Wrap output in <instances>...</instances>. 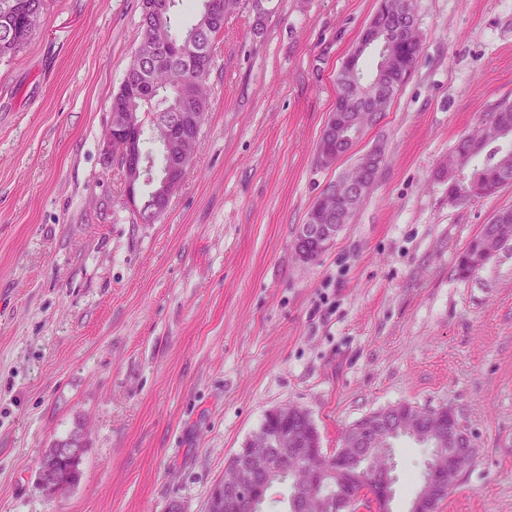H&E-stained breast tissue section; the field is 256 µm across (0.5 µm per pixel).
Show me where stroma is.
Wrapping results in <instances>:
<instances>
[{
	"instance_id": "stroma-1",
	"label": "stroma",
	"mask_w": 512,
	"mask_h": 512,
	"mask_svg": "<svg viewBox=\"0 0 512 512\" xmlns=\"http://www.w3.org/2000/svg\"><path fill=\"white\" fill-rule=\"evenodd\" d=\"M421 52L352 155L317 141L336 71L377 0H264L228 19L196 157L140 223L101 151L140 43V0H47L0 59V512H204L273 408L306 409L325 453L398 403L451 408L478 449L437 512H512V244L457 261L512 186L448 198L460 137L512 101V0H412ZM384 162L333 246L296 230L373 146ZM83 428L78 482L39 462ZM392 512L429 457L393 443Z\"/></svg>"
}]
</instances>
